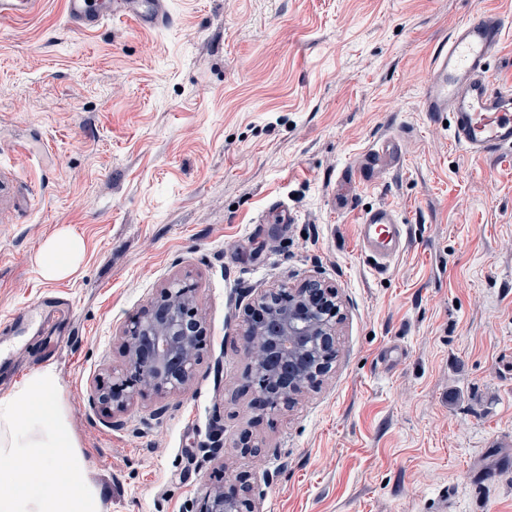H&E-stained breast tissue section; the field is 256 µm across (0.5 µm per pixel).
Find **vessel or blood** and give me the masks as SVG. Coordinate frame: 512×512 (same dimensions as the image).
Here are the masks:
<instances>
[{"instance_id":"1","label":"vessel or blood","mask_w":512,"mask_h":512,"mask_svg":"<svg viewBox=\"0 0 512 512\" xmlns=\"http://www.w3.org/2000/svg\"><path fill=\"white\" fill-rule=\"evenodd\" d=\"M37 0H0V20L27 18ZM68 24L80 32H96L107 22H129L139 29L167 28L172 15L168 0H64ZM505 30L500 15L478 12L457 26L433 58L423 86V109L451 116L454 142L474 154L512 148V91L495 87L487 63L499 51ZM409 238L398 211L380 206L364 212L358 222L362 252L375 258L396 256Z\"/></svg>"}]
</instances>
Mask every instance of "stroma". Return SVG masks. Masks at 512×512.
<instances>
[{"mask_svg":"<svg viewBox=\"0 0 512 512\" xmlns=\"http://www.w3.org/2000/svg\"><path fill=\"white\" fill-rule=\"evenodd\" d=\"M169 3L157 32L82 34L61 0L0 23V341L55 374L102 512H192L238 474L260 512H512V150L472 155L422 105L453 28L512 0ZM388 138L400 165L370 168ZM378 206L409 226L385 266L356 235ZM61 230L84 252L49 281L37 254ZM310 275L342 299L336 361L272 414L243 308ZM171 279L198 287L195 378L113 425L89 388ZM52 291L66 320L10 334Z\"/></svg>","mask_w":512,"mask_h":512,"instance_id":"obj_1","label":"stroma"}]
</instances>
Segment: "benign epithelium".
<instances>
[{
  "label": "benign epithelium",
  "instance_id": "7a95c632",
  "mask_svg": "<svg viewBox=\"0 0 512 512\" xmlns=\"http://www.w3.org/2000/svg\"><path fill=\"white\" fill-rule=\"evenodd\" d=\"M340 306L336 289L309 278L295 288H262L247 308L240 336L256 353L248 386L264 408L288 407L326 376L336 359ZM206 327L197 308V288L170 280L121 332L124 364L91 390L90 401L117 418L148 395L167 397L193 381ZM197 512H259L246 483L208 488Z\"/></svg>",
  "mask_w": 512,
  "mask_h": 512
}]
</instances>
